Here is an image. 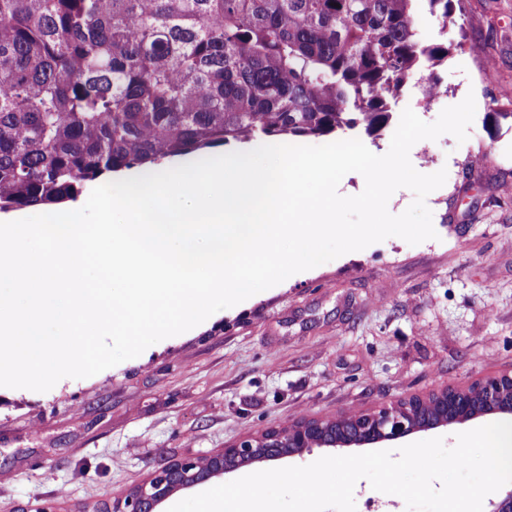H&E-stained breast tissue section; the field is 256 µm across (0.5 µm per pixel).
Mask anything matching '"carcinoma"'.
<instances>
[{
  "label": "carcinoma",
  "mask_w": 512,
  "mask_h": 512,
  "mask_svg": "<svg viewBox=\"0 0 512 512\" xmlns=\"http://www.w3.org/2000/svg\"><path fill=\"white\" fill-rule=\"evenodd\" d=\"M340 7H335V4ZM462 0H0V211L393 118ZM434 18L439 38L425 40ZM433 397L411 408L438 419Z\"/></svg>",
  "instance_id": "obj_1"
}]
</instances>
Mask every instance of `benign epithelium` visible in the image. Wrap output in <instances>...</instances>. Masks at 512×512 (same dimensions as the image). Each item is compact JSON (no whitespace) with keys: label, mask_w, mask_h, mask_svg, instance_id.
Masks as SVG:
<instances>
[{"label":"benign epithelium","mask_w":512,"mask_h":512,"mask_svg":"<svg viewBox=\"0 0 512 512\" xmlns=\"http://www.w3.org/2000/svg\"><path fill=\"white\" fill-rule=\"evenodd\" d=\"M481 403L452 390L445 396L440 407V419L428 425L434 429L462 423L478 417L494 414H512V372L486 377L475 384ZM410 404L380 402L365 415V423L341 442H328L320 421H305L269 431L259 437H245L224 451L206 458L209 465L202 468L196 459L170 463L161 467L146 482L137 486L131 496L124 499L117 512H156V508L172 493L173 487L188 488L209 482L213 477L231 471L224 464L226 457L252 460H274L285 454L318 448H335L371 445L395 441L418 430L409 411Z\"/></svg>","instance_id":"benign-epithelium-1"}]
</instances>
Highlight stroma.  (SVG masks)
I'll list each match as a JSON object with an SVG mask.
<instances>
[{"label": "stroma", "mask_w": 512, "mask_h": 512, "mask_svg": "<svg viewBox=\"0 0 512 512\" xmlns=\"http://www.w3.org/2000/svg\"><path fill=\"white\" fill-rule=\"evenodd\" d=\"M435 72L396 108L434 122L474 96L468 137L413 145L446 170L426 204L436 238L391 236L225 309L96 375L0 390V512H110L160 467L246 436L428 399L512 371V0H465Z\"/></svg>", "instance_id": "1"}]
</instances>
